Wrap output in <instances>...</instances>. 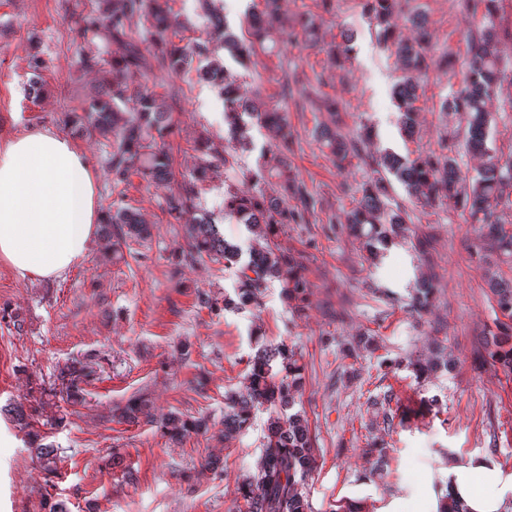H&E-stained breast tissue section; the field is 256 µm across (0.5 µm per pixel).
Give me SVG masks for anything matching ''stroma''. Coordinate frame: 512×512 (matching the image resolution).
<instances>
[{
    "instance_id": "stroma-1",
    "label": "stroma",
    "mask_w": 512,
    "mask_h": 512,
    "mask_svg": "<svg viewBox=\"0 0 512 512\" xmlns=\"http://www.w3.org/2000/svg\"><path fill=\"white\" fill-rule=\"evenodd\" d=\"M94 2L0 0V138L31 127L67 136L96 172L102 205L136 209L150 235L119 259L92 244L85 263L54 280L21 279L0 263V512H244L238 485L261 458L270 412L257 409L247 431L226 439L224 397L244 391L259 348L281 343L302 367L294 407L316 438L317 466L303 488L310 512H333L357 490L372 510L403 485L423 489L429 470L450 455L485 454L511 471L512 379L491 364L477 365L475 356L486 351L501 317L485 271L511 279L512 264L476 256L478 227L460 208L414 206L393 174L388 202L407 211L405 236L379 246L373 260L346 224L374 176L368 157L408 159L446 141L463 176L476 177L482 168L465 147L467 113L442 110L462 84L472 29L458 0H405L396 19L399 38L410 40L411 18L421 15L432 54L452 62L423 79L411 139L399 130L392 99L401 65L379 42L365 0H335L330 12L320 0H281L279 15L267 21L272 38L287 20L309 13L315 40L300 37L247 65L229 63L243 99L288 108V171L309 213L306 223L285 225L274 242L301 257L308 289L301 312L275 278L259 306L225 308L238 270L206 257L183 260V232L166 211L170 184L134 174L114 189L103 140L67 124V114L82 111L101 79L82 70L79 58L104 55L102 38L73 32ZM168 5L181 22L176 44L206 35L196 0ZM502 66L506 76L486 110L488 146L506 157L512 155V44L503 49ZM36 71L43 95L35 103L27 85ZM145 81L175 123L168 144L176 177L192 172L202 141L223 144L232 168L215 169L197 206L212 212L226 241L246 245V226L217 205L225 183L253 176L262 150L275 148L278 136L255 120L250 146L228 137L218 90L196 70L152 71ZM315 96L336 100L337 118L312 107ZM331 119L348 137L371 128L360 156L336 162L321 141ZM424 237L431 245L422 253L415 243ZM425 280L437 292L416 314L410 302ZM362 336L373 338L375 351L349 355ZM439 348L451 367L422 383L410 370L383 365L425 359ZM389 386L407 406L436 398L432 414L384 423L368 398ZM135 398L145 403L142 413L121 420ZM172 414L205 420L207 428L170 438L160 423ZM372 442L396 458L397 475L377 468L367 452ZM48 446L54 461L46 466L38 452Z\"/></svg>"
}]
</instances>
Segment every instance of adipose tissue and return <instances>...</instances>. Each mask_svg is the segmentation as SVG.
Segmentation results:
<instances>
[{"label":"adipose tissue","instance_id":"1","mask_svg":"<svg viewBox=\"0 0 512 512\" xmlns=\"http://www.w3.org/2000/svg\"><path fill=\"white\" fill-rule=\"evenodd\" d=\"M102 218L97 175L56 130L34 127L0 140V262L20 277L56 279L81 265ZM423 496L389 498L377 512H512V472L482 454L449 457Z\"/></svg>","mask_w":512,"mask_h":512}]
</instances>
